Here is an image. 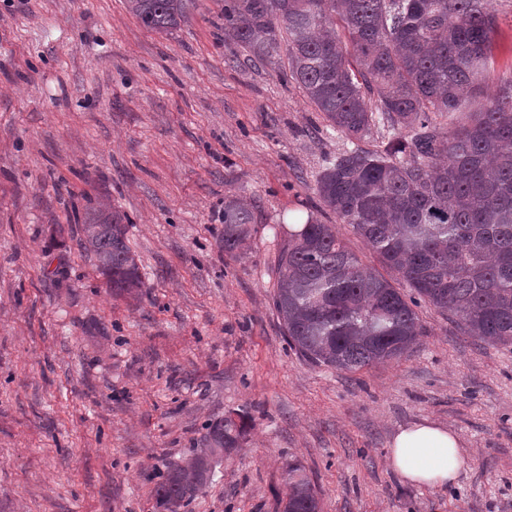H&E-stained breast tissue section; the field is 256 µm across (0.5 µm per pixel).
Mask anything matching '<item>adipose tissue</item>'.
<instances>
[{
	"mask_svg": "<svg viewBox=\"0 0 512 512\" xmlns=\"http://www.w3.org/2000/svg\"><path fill=\"white\" fill-rule=\"evenodd\" d=\"M466 462L458 435L427 420L401 428L388 453L391 469L418 486L451 484Z\"/></svg>",
	"mask_w": 512,
	"mask_h": 512,
	"instance_id": "adipose-tissue-1",
	"label": "adipose tissue"
}]
</instances>
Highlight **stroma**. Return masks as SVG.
I'll list each match as a JSON object with an SVG mask.
<instances>
[{"label": "stroma", "instance_id": "35a3bbf8", "mask_svg": "<svg viewBox=\"0 0 512 512\" xmlns=\"http://www.w3.org/2000/svg\"><path fill=\"white\" fill-rule=\"evenodd\" d=\"M490 5L492 89L512 75V0ZM287 70L225 42L222 0L169 34L126 0H0V512H159L156 484L228 416L239 447L179 512H282L292 463L321 512H512V344L423 301L424 334L397 360L350 373L288 346L278 253L351 143ZM229 195L257 215L233 256ZM100 200L129 217L138 299L81 247L76 215ZM425 419L464 440L453 485L387 465L397 430Z\"/></svg>", "mask_w": 512, "mask_h": 512}]
</instances>
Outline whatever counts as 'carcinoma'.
<instances>
[{
	"label": "carcinoma",
	"instance_id": "1",
	"mask_svg": "<svg viewBox=\"0 0 512 512\" xmlns=\"http://www.w3.org/2000/svg\"><path fill=\"white\" fill-rule=\"evenodd\" d=\"M147 29L169 33L193 0H126ZM224 36L268 63L281 46L288 79L336 132L377 147L346 150L316 180L320 204L351 225L408 296L353 254L336 225L309 217L278 254L273 306L288 346L316 366L357 372L402 357L423 335V300L468 336L512 344V75L489 95L497 14L488 0H224ZM83 248L117 295L144 282L115 206L84 208ZM256 223L224 201V252ZM244 425L210 424L205 447L154 490L178 512L237 448ZM283 512H320L314 485L288 466Z\"/></svg>",
	"mask_w": 512,
	"mask_h": 512
}]
</instances>
